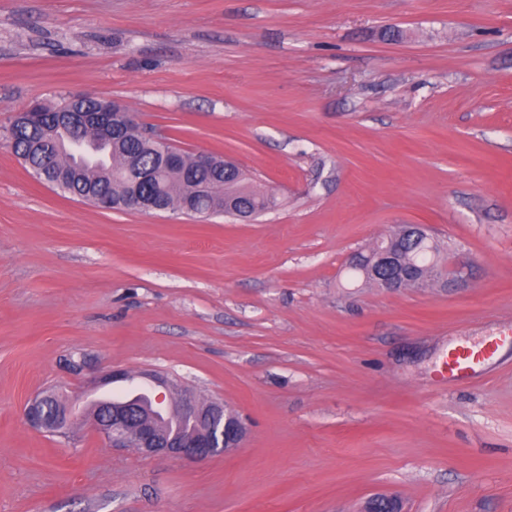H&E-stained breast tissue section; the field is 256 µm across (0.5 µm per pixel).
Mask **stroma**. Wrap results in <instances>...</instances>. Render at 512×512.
Masks as SVG:
<instances>
[{
	"instance_id": "35a3bbf8",
	"label": "stroma",
	"mask_w": 512,
	"mask_h": 512,
	"mask_svg": "<svg viewBox=\"0 0 512 512\" xmlns=\"http://www.w3.org/2000/svg\"><path fill=\"white\" fill-rule=\"evenodd\" d=\"M73 94L273 193L242 222L112 211L0 138V512H512V0H0V128ZM405 224L471 264L385 292L346 267ZM157 373L247 427L194 463L30 427L75 377ZM501 336H489L481 347L461 343L448 354L446 368L451 377L472 376L495 355Z\"/></svg>"
}]
</instances>
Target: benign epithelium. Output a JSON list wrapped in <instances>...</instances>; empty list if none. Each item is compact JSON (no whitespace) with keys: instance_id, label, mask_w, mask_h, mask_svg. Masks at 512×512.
I'll return each instance as SVG.
<instances>
[{"instance_id":"1","label":"benign epithelium","mask_w":512,"mask_h":512,"mask_svg":"<svg viewBox=\"0 0 512 512\" xmlns=\"http://www.w3.org/2000/svg\"><path fill=\"white\" fill-rule=\"evenodd\" d=\"M84 96L69 99L72 110L59 112L47 121L39 112H18L15 122L41 130L32 149L41 151L44 144L59 133H64L69 147L81 153L88 144V130L96 131V138L103 142L112 140L119 131L134 124L132 114L118 103L106 101L98 112H80L79 103ZM160 164L166 168H180L185 155L181 151L160 146ZM90 202L106 209L131 210L145 214L168 212L170 208L158 198H146L138 191L129 189L118 201L92 198ZM400 245L374 244L366 253L357 252L349 258L350 267L367 266L376 285L387 291H397L418 283L416 274L422 269L404 264ZM470 264L461 259L455 271L443 281V286L460 288L469 279ZM55 395L45 393L30 400L24 409L25 420L37 429L56 434L66 433L75 423V415L69 405H60L53 413L47 406ZM164 395L155 397L131 396L122 400H100L93 408L85 424L95 433L107 439L114 448H135L145 456H162L192 462L205 461L215 455L237 448L246 435V427L240 416L225 408L224 402L213 399L201 403L187 391L179 398L175 410L168 419L160 420ZM365 512H402L399 502L392 497L371 500Z\"/></svg>"}]
</instances>
